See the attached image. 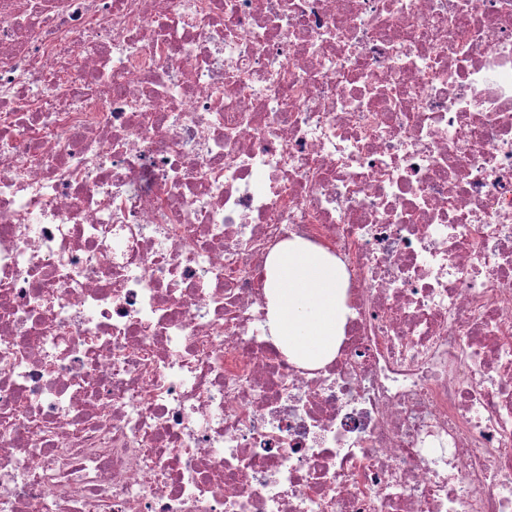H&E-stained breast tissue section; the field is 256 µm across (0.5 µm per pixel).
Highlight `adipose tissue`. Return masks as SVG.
Listing matches in <instances>:
<instances>
[{"instance_id": "1", "label": "adipose tissue", "mask_w": 512, "mask_h": 512, "mask_svg": "<svg viewBox=\"0 0 512 512\" xmlns=\"http://www.w3.org/2000/svg\"><path fill=\"white\" fill-rule=\"evenodd\" d=\"M269 334L290 360L320 367L335 356L344 335V272L334 257L299 240L277 245L266 264Z\"/></svg>"}]
</instances>
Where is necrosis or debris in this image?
<instances>
[{
	"instance_id": "4bbe7bcc",
	"label": "necrosis or debris",
	"mask_w": 512,
	"mask_h": 512,
	"mask_svg": "<svg viewBox=\"0 0 512 512\" xmlns=\"http://www.w3.org/2000/svg\"><path fill=\"white\" fill-rule=\"evenodd\" d=\"M0 512H512V0H0ZM269 334L290 360L321 367L336 355L346 322L344 272L324 250L288 240L266 264Z\"/></svg>"
}]
</instances>
